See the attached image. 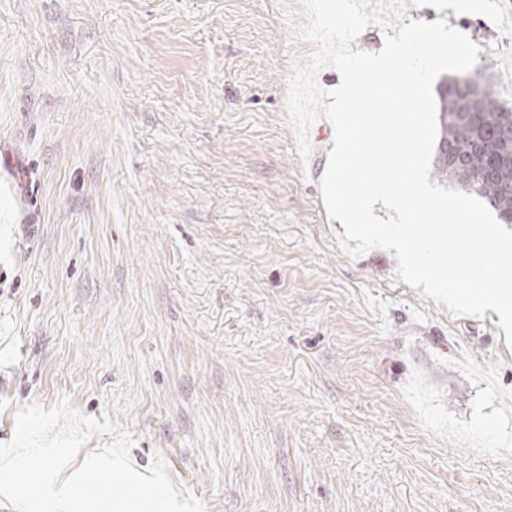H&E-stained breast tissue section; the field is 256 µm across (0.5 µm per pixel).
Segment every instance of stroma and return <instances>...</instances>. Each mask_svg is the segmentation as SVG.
<instances>
[{
    "instance_id": "obj_1",
    "label": "stroma",
    "mask_w": 512,
    "mask_h": 512,
    "mask_svg": "<svg viewBox=\"0 0 512 512\" xmlns=\"http://www.w3.org/2000/svg\"><path fill=\"white\" fill-rule=\"evenodd\" d=\"M407 0L480 50L497 0ZM300 0H0V443L61 399L207 512H512V347L337 243Z\"/></svg>"
}]
</instances>
